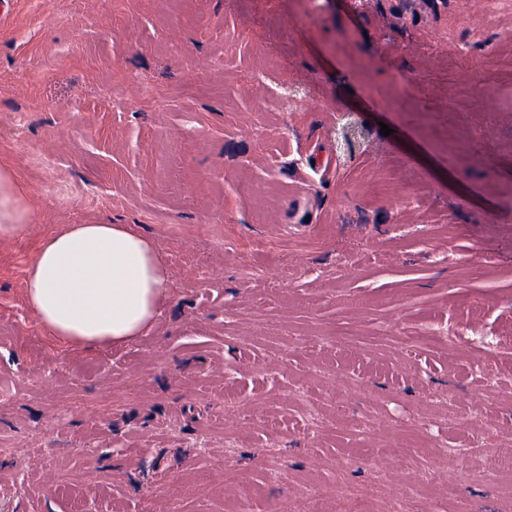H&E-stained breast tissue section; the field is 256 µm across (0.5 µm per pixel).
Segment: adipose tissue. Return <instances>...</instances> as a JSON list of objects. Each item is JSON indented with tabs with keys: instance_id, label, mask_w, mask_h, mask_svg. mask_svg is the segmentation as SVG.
<instances>
[{
	"instance_id": "adipose-tissue-1",
	"label": "adipose tissue",
	"mask_w": 512,
	"mask_h": 512,
	"mask_svg": "<svg viewBox=\"0 0 512 512\" xmlns=\"http://www.w3.org/2000/svg\"><path fill=\"white\" fill-rule=\"evenodd\" d=\"M30 220L25 192L0 166V235ZM163 262L151 241L123 224H76L45 238L27 299L49 335L86 351L125 345L162 314Z\"/></svg>"
}]
</instances>
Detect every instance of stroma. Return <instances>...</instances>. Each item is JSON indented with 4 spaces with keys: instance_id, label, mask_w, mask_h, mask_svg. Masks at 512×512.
I'll use <instances>...</instances> for the list:
<instances>
[{
    "instance_id": "stroma-1",
    "label": "stroma",
    "mask_w": 512,
    "mask_h": 512,
    "mask_svg": "<svg viewBox=\"0 0 512 512\" xmlns=\"http://www.w3.org/2000/svg\"><path fill=\"white\" fill-rule=\"evenodd\" d=\"M0 164L32 210L0 235V512H312V485L380 512L405 474L512 512L473 477L512 453V0H15ZM75 224L166 261L129 344L64 346L27 304Z\"/></svg>"
}]
</instances>
